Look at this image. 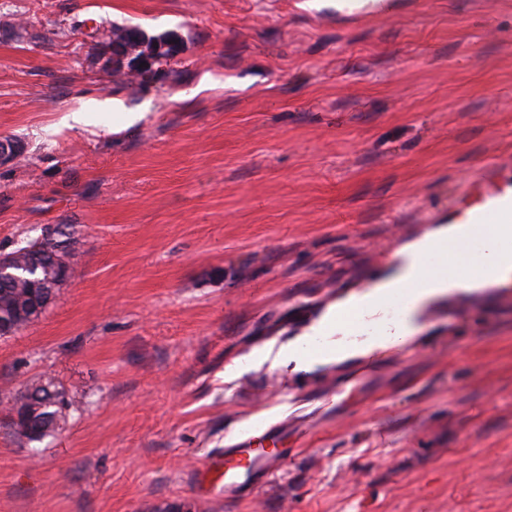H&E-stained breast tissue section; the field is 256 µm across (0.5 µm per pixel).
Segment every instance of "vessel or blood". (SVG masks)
<instances>
[{
  "label": "vessel or blood",
  "instance_id": "obj_1",
  "mask_svg": "<svg viewBox=\"0 0 512 512\" xmlns=\"http://www.w3.org/2000/svg\"><path fill=\"white\" fill-rule=\"evenodd\" d=\"M502 162L488 159L478 179L470 189L456 197L448 206L452 223L462 225L460 241L470 258L485 266L488 273H496L502 266L512 265V239L500 242L495 250H488L474 230L483 224L512 225V186L499 180ZM265 430L255 429L240 443L224 449V471L221 479L225 495H233L249 488L256 476H273L279 465L276 451L260 448Z\"/></svg>",
  "mask_w": 512,
  "mask_h": 512
}]
</instances>
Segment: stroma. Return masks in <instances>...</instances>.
Masks as SVG:
<instances>
[{
  "label": "stroma",
  "mask_w": 512,
  "mask_h": 512,
  "mask_svg": "<svg viewBox=\"0 0 512 512\" xmlns=\"http://www.w3.org/2000/svg\"><path fill=\"white\" fill-rule=\"evenodd\" d=\"M0 0V253L76 228L74 275L0 337V512H512V288L309 373L224 369L302 336L512 159V0ZM177 33L113 72L114 29ZM140 113L117 128L90 100ZM52 379L58 431L18 438ZM255 424L284 460L225 498Z\"/></svg>",
  "instance_id": "1"
}]
</instances>
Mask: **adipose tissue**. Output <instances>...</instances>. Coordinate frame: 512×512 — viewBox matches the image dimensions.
Returning a JSON list of instances; mask_svg holds the SVG:
<instances>
[{"label":"adipose tissue","instance_id":"obj_1","mask_svg":"<svg viewBox=\"0 0 512 512\" xmlns=\"http://www.w3.org/2000/svg\"><path fill=\"white\" fill-rule=\"evenodd\" d=\"M456 231V226L441 225L405 245L395 255L394 271L378 280L373 288L350 294L312 324L305 336L276 347L262 348L257 351V358L273 361L278 366L292 362L297 369L310 371L318 364L368 357L413 338L421 329L419 316L428 303L451 292L471 290L482 284L481 279L468 270L465 256L458 252ZM432 250L456 252L455 265L441 272L425 269L420 258ZM402 289L410 292L407 313L387 331L362 341L335 340L334 334L341 327L340 312L356 309L361 315L376 316L382 310V298Z\"/></svg>","mask_w":512,"mask_h":512}]
</instances>
